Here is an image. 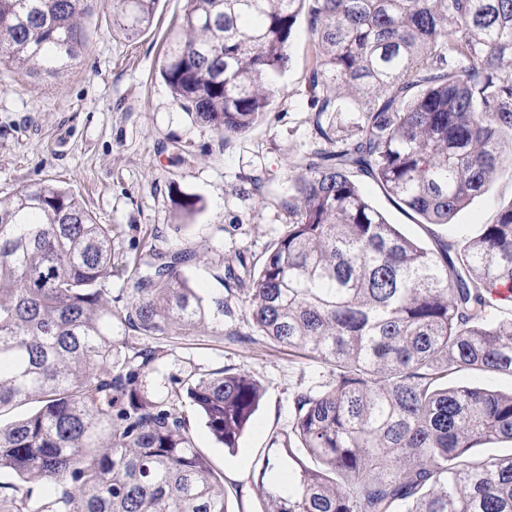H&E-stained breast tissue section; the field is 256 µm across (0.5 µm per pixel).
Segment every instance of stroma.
<instances>
[{"label":"stroma","mask_w":512,"mask_h":512,"mask_svg":"<svg viewBox=\"0 0 512 512\" xmlns=\"http://www.w3.org/2000/svg\"><path fill=\"white\" fill-rule=\"evenodd\" d=\"M186 0H159L151 29L129 40L112 30L110 0H100L85 20L79 65L62 77L34 81L0 65V196L46 183L73 190L97 223L112 227V261L132 266L142 253L189 248L186 269L205 300L226 298L221 260L243 255L253 262L287 230L274 206L249 196L248 179L268 173L282 187L289 158L309 146L310 110L301 93L306 25L295 32L293 68L279 77L277 104L245 135L223 141L200 127L174 100L160 77L163 50L173 39ZM373 205L406 237L426 248L435 243L419 216L393 202L371 180H361ZM201 198L203 208L183 219L175 200ZM512 200V170L440 227L444 237L469 238ZM169 354L152 384L162 388L192 371L227 367L249 371L263 387L254 421L235 452L209 434L199 415L185 408L196 447L224 473L229 512H264L260 488L285 476L287 465L261 472L263 456L292 419L295 391L325 384L329 364L306 360L263 337L249 339L205 331L168 340Z\"/></svg>","instance_id":"35a3bbf8"}]
</instances>
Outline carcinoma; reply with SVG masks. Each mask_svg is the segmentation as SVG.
Listing matches in <instances>:
<instances>
[{
	"mask_svg": "<svg viewBox=\"0 0 512 512\" xmlns=\"http://www.w3.org/2000/svg\"><path fill=\"white\" fill-rule=\"evenodd\" d=\"M93 2L0 0V64L68 71ZM157 4L112 0V29L137 38ZM302 15L313 140L275 198L288 230L221 277L242 302L232 335L332 366L294 394L273 449L288 478L264 489V512H512V454L474 451L512 442V392L449 384L512 378V319L493 317L492 291L512 281V201L431 253L357 184L439 226L512 169V0H187L160 75L197 124L240 137L272 111ZM342 112L355 113L346 138ZM250 185L268 200L264 177ZM192 259L154 250L114 297L112 225L73 191L0 198V473L55 492L32 512H228L183 402L233 452L260 382L226 368L164 396L150 384L167 350L147 340L232 314L193 287ZM451 382L475 384L482 388L493 391L507 392L512 388L511 378L497 374H458L451 379Z\"/></svg>",
	"mask_w": 512,
	"mask_h": 512,
	"instance_id": "cac0c4a2",
	"label": "carcinoma"
}]
</instances>
